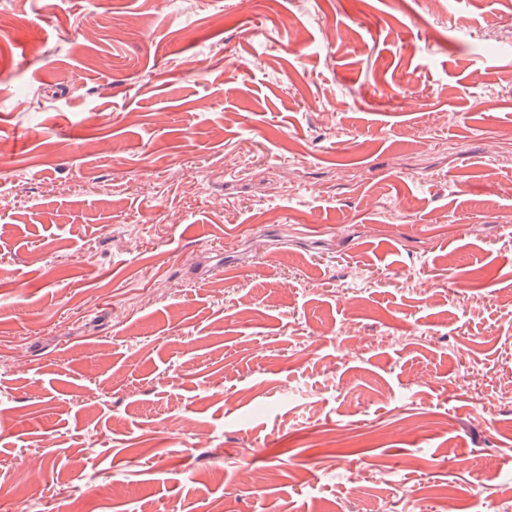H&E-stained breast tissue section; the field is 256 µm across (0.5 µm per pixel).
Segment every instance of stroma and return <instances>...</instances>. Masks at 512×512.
<instances>
[{"label":"stroma","instance_id":"1","mask_svg":"<svg viewBox=\"0 0 512 512\" xmlns=\"http://www.w3.org/2000/svg\"><path fill=\"white\" fill-rule=\"evenodd\" d=\"M510 131L512 0H0V512H512Z\"/></svg>","mask_w":512,"mask_h":512}]
</instances>
